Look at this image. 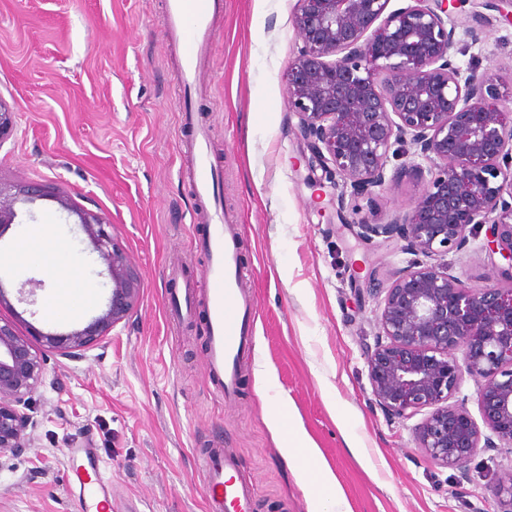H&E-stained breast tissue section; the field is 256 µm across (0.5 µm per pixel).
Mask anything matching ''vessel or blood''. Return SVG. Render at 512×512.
<instances>
[{
    "instance_id": "vessel-or-blood-1",
    "label": "vessel or blood",
    "mask_w": 512,
    "mask_h": 512,
    "mask_svg": "<svg viewBox=\"0 0 512 512\" xmlns=\"http://www.w3.org/2000/svg\"><path fill=\"white\" fill-rule=\"evenodd\" d=\"M223 0H168L165 26L180 56V79L184 89L202 78L201 56L206 49ZM197 196L218 190V174L211 161L206 135L192 143ZM240 225L216 216L195 237V245L207 255L201 281L184 280L181 291L169 300L172 315L188 318L203 311L208 336L206 368L214 393L230 400L238 385L242 362L254 347L257 310L252 291L243 286L240 263ZM207 501L210 512H250L252 491L236 479V460L215 448L204 453Z\"/></svg>"
}]
</instances>
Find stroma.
Here are the masks:
<instances>
[{
    "label": "stroma",
    "mask_w": 512,
    "mask_h": 512,
    "mask_svg": "<svg viewBox=\"0 0 512 512\" xmlns=\"http://www.w3.org/2000/svg\"><path fill=\"white\" fill-rule=\"evenodd\" d=\"M296 0H224L201 64L205 84L184 91L165 36L166 0H0V100L17 127L0 143V180L38 183L46 192L17 203L0 236L11 249L28 229L53 225L86 273L102 269L77 216L57 199L65 190L97 213L142 274L137 310L78 355L42 342L43 379L32 397L35 445L0 454V512H93L86 483L100 479L112 512H207L199 456L221 442L253 493L252 512H309L279 451L283 430L270 421L256 378L270 368L288 411L332 465L353 512H497L498 474L512 450H482L466 472L434 464L418 448L417 418L389 419L374 403L367 354L379 333L378 293L406 266L401 244L366 242L353 224L385 222L407 211L421 190L406 176L356 199L340 223L331 183L307 148L286 97L284 74L300 53ZM466 45L461 65L512 85V25L494 11L456 19ZM482 30L472 42L470 29ZM190 99L219 172L217 196L198 198L190 180ZM241 225L247 284L257 299L254 353L227 405L205 370L202 322L171 317L170 293L199 279L207 258L193 231L214 209ZM447 260L471 286L496 285L499 267L471 241ZM69 279L73 312L46 317V301ZM6 303L0 320L16 333H67L106 308L95 279L85 304L78 276L63 267L0 268ZM34 289L36 305L20 293ZM349 430L366 459L345 446ZM91 441L92 453L71 451Z\"/></svg>",
    "instance_id": "35a3bbf8"
}]
</instances>
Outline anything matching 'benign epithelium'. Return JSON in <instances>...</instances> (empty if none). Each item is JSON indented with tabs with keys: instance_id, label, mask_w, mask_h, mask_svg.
Here are the masks:
<instances>
[{
	"instance_id": "7a95c632",
	"label": "benign epithelium",
	"mask_w": 512,
	"mask_h": 512,
	"mask_svg": "<svg viewBox=\"0 0 512 512\" xmlns=\"http://www.w3.org/2000/svg\"><path fill=\"white\" fill-rule=\"evenodd\" d=\"M297 0L294 25L303 46L287 69L288 102L308 147L329 179L358 199L408 174L424 188L409 210L385 223H355L357 236L397 238L413 256L379 303L380 333L367 357L376 405L389 417L410 419L418 447L435 463L466 466L486 448L512 447V120L504 94L479 65L462 67L453 13L476 0ZM512 25V0H482ZM16 113L0 100V144L12 135ZM414 148L429 163H403L387 174L389 159ZM39 184L0 180V234L21 199L41 196ZM75 213L107 266L106 311L67 334L33 332L44 346L71 357L136 309L141 273L107 231L103 218ZM488 226V253L508 261L493 288H472L452 269L427 259L470 244L472 229ZM462 352L459 364L456 352ZM43 376L31 342L0 323V451L29 448L28 413ZM477 386L481 421L459 398L466 379ZM498 512H512V468L495 483Z\"/></svg>"
}]
</instances>
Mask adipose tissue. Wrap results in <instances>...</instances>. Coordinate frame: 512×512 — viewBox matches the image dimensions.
Segmentation results:
<instances>
[{
	"label": "adipose tissue",
	"instance_id": "ef3b65f1",
	"mask_svg": "<svg viewBox=\"0 0 512 512\" xmlns=\"http://www.w3.org/2000/svg\"><path fill=\"white\" fill-rule=\"evenodd\" d=\"M12 264L22 268L30 264H74L75 259L50 225L42 224L28 232L13 252ZM292 446L283 455L293 465L294 474L304 489L311 512H352L345 493L332 467L322 459L300 426L292 428Z\"/></svg>",
	"mask_w": 512,
	"mask_h": 512
}]
</instances>
